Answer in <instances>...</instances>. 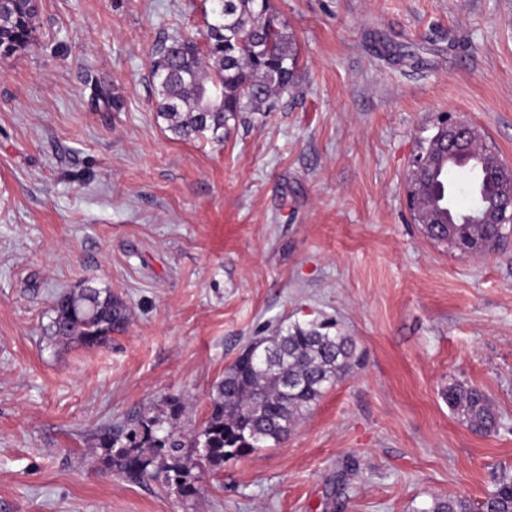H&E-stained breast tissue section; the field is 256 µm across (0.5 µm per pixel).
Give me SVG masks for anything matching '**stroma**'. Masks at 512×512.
Here are the masks:
<instances>
[{"label": "stroma", "instance_id": "1", "mask_svg": "<svg viewBox=\"0 0 512 512\" xmlns=\"http://www.w3.org/2000/svg\"><path fill=\"white\" fill-rule=\"evenodd\" d=\"M270 5L296 84L220 143L174 139L149 75L153 47L205 29L216 0H42L34 45L0 57V512H427L512 473V236L461 253L406 199L447 115L512 166V0ZM87 285L127 324L104 347L51 342L56 296ZM328 318L359 364L197 495L91 456L173 398L199 431L251 341ZM453 384L497 428L452 409ZM448 404L460 409L466 422L471 425L491 429L498 426L491 404L473 388L453 385L448 388Z\"/></svg>", "mask_w": 512, "mask_h": 512}]
</instances>
